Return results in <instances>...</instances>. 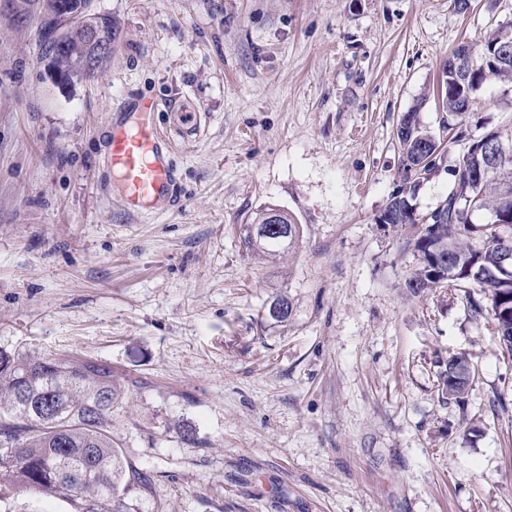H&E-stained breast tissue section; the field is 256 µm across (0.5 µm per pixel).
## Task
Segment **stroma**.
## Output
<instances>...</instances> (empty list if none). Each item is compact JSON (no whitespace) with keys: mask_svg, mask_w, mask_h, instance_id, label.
<instances>
[{"mask_svg":"<svg viewBox=\"0 0 512 512\" xmlns=\"http://www.w3.org/2000/svg\"><path fill=\"white\" fill-rule=\"evenodd\" d=\"M42 6L0 0V350L97 359L128 384L112 440L155 468L143 512H512L490 291L411 295L415 231L376 222L406 112L443 145L420 216L467 136L512 129L502 84L476 91L461 138L432 94L512 0H93L120 38L74 85L50 72ZM140 97L161 106L175 193L132 215L105 157ZM269 205L302 232L274 261L239 230ZM452 354L475 371L462 405L438 390Z\"/></svg>","mask_w":512,"mask_h":512,"instance_id":"stroma-1","label":"stroma"}]
</instances>
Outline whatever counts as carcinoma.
<instances>
[{
	"instance_id": "obj_1",
	"label": "carcinoma",
	"mask_w": 512,
	"mask_h": 512,
	"mask_svg": "<svg viewBox=\"0 0 512 512\" xmlns=\"http://www.w3.org/2000/svg\"><path fill=\"white\" fill-rule=\"evenodd\" d=\"M59 0H44V28L51 43V68L62 83L82 82L96 77L90 63L94 48L84 40L82 29L74 25L62 38L56 37L60 22ZM512 39V25L497 28L474 48V85L512 79V64H494L491 49L502 45L503 36ZM441 87V105L455 119L470 111L476 88L458 86L451 70H446ZM415 127L414 137L398 140L403 182L426 180L435 172L433 162L420 169L415 157L422 151ZM512 176V154L496 159L483 181L474 185L459 173L445 203L441 224L426 221L419 225L415 250L422 265L406 284L420 295L440 288L446 280L438 276L437 259L449 256L473 276L456 285L479 283L490 289L491 310L496 320L499 342L512 356V272L500 270V244L512 236V220L507 224H484L475 228L473 216L479 212H500L512 217V196L506 195L503 175ZM267 210L261 209L248 224L241 225L245 250L275 259L296 247L300 230L293 217L288 243L269 235L254 243L252 229L264 225ZM464 362L448 359V369L439 375L442 397L463 404L469 385L452 383L448 371ZM126 389L112 366L73 356L36 358L27 353L0 350V480L20 491L39 493L62 500L74 512H137L131 500L151 492L154 470L136 467L123 459L112 441V413L124 408Z\"/></svg>"
}]
</instances>
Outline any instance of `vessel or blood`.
Returning <instances> with one entry per match:
<instances>
[{
	"instance_id": "obj_1",
	"label": "vessel or blood",
	"mask_w": 512,
	"mask_h": 512,
	"mask_svg": "<svg viewBox=\"0 0 512 512\" xmlns=\"http://www.w3.org/2000/svg\"><path fill=\"white\" fill-rule=\"evenodd\" d=\"M158 109L155 100H143L137 122L114 127L108 142L107 164L119 177L123 203L132 214L173 191L170 150L151 119Z\"/></svg>"
}]
</instances>
